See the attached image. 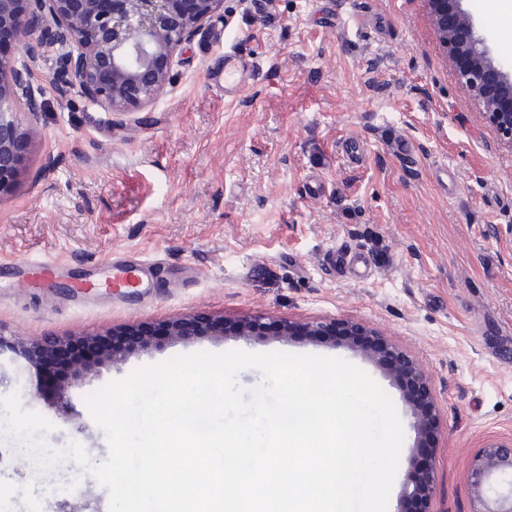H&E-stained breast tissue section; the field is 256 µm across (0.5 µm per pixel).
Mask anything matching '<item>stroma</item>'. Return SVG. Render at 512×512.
Returning a JSON list of instances; mask_svg holds the SVG:
<instances>
[{
  "instance_id": "35a3bbf8",
  "label": "stroma",
  "mask_w": 512,
  "mask_h": 512,
  "mask_svg": "<svg viewBox=\"0 0 512 512\" xmlns=\"http://www.w3.org/2000/svg\"><path fill=\"white\" fill-rule=\"evenodd\" d=\"M492 58L512 75V28L487 0H461ZM374 18L340 32L336 11ZM247 65L224 88V54ZM55 53L37 65L39 132L13 183L0 191V335L102 333L191 315L226 325L257 316L294 323L351 320L380 332L418 361L438 409L431 453V512H471L475 452L512 438V364L492 357L512 337V143L459 82L434 27L432 0H224L177 56L167 93L121 121L78 90L45 82ZM401 133L415 160L393 152ZM363 140L362 162L342 152ZM456 176L453 190L435 177ZM328 191L311 199L308 180ZM356 248L378 268L361 281L331 263ZM153 263L149 287L90 298L75 283L107 275L113 254ZM58 260L45 277L38 258ZM281 352L345 360L392 399L404 440L388 512H400L414 470L411 403L369 355L339 344L270 337L198 338L129 356L74 387L59 411L35 396L34 374L0 353V397L54 428L50 448L81 443L107 459L84 398L135 369L194 352ZM20 441L0 431V512L65 503L109 512L105 488L73 461L37 471ZM80 495H72V486Z\"/></svg>"
}]
</instances>
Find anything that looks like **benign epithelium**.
<instances>
[{"mask_svg": "<svg viewBox=\"0 0 512 512\" xmlns=\"http://www.w3.org/2000/svg\"><path fill=\"white\" fill-rule=\"evenodd\" d=\"M434 24L451 59L465 52L468 61L457 68L459 79L481 100L484 116L505 140L512 142V112H503L495 89L512 100V81L494 64L485 40L459 7L460 0H432ZM224 0H0V36L8 35L19 56L0 55V190L17 174L21 144L35 127H24L20 112L37 119L43 111L36 96L35 64L57 52L49 85L58 95L71 89L113 114L156 101L170 85V71L181 46L218 11ZM128 342L118 344L112 333L45 336L11 347L43 373L68 359L70 347L81 344L87 357L71 363L67 377L50 391L58 404L68 405L69 389L98 375L129 355L158 350L197 336H273L281 340L320 339L336 343L343 336L350 346L368 353L393 378L402 373L427 396L428 409H412L416 442L436 429L437 407L422 367L378 332L353 322L292 323L254 318L228 331L224 319L182 316L157 330L139 326L123 329ZM472 512H512V441L479 449L469 471Z\"/></svg>", "mask_w": 512, "mask_h": 512, "instance_id": "1", "label": "benign epithelium"}]
</instances>
